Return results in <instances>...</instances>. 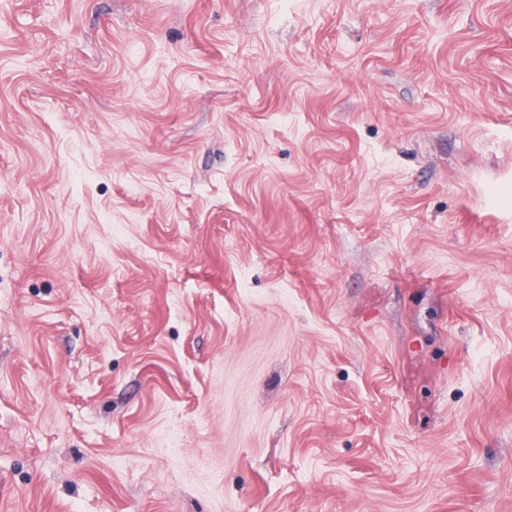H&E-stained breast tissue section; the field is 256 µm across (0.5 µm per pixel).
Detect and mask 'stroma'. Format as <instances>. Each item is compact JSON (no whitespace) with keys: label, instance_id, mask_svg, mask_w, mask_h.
<instances>
[{"label":"stroma","instance_id":"stroma-1","mask_svg":"<svg viewBox=\"0 0 512 512\" xmlns=\"http://www.w3.org/2000/svg\"><path fill=\"white\" fill-rule=\"evenodd\" d=\"M0 512H512V0H0Z\"/></svg>","mask_w":512,"mask_h":512}]
</instances>
